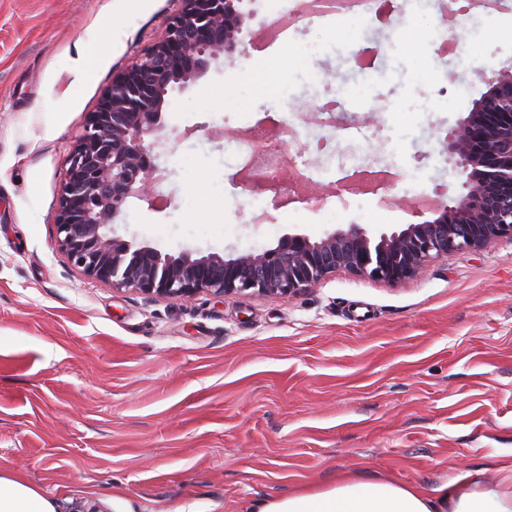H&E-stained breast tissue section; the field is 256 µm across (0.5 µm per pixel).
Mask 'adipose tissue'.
Instances as JSON below:
<instances>
[{
  "mask_svg": "<svg viewBox=\"0 0 512 512\" xmlns=\"http://www.w3.org/2000/svg\"><path fill=\"white\" fill-rule=\"evenodd\" d=\"M497 481L475 468L432 491L384 479L338 478L330 487L251 502L248 512H512V464ZM0 512H57L56 504L0 470Z\"/></svg>",
  "mask_w": 512,
  "mask_h": 512,
  "instance_id": "obj_1",
  "label": "adipose tissue"
}]
</instances>
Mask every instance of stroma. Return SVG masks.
<instances>
[{
	"label": "stroma",
	"mask_w": 512,
	"mask_h": 512,
	"mask_svg": "<svg viewBox=\"0 0 512 512\" xmlns=\"http://www.w3.org/2000/svg\"><path fill=\"white\" fill-rule=\"evenodd\" d=\"M253 34L212 61L163 111L165 210L129 199L123 239L178 255H239L286 234L414 223L407 201L463 190L443 152L486 90L472 72L512 70V12L457 16L448 55L434 28L448 0H399L402 25H297L266 46L280 0H254ZM176 0H0V469L57 512H244L251 500L323 488L337 476L431 490L470 468L496 480L512 462V241L430 263L390 285L336 273L295 298L202 292L149 297L89 279L57 247L67 159L113 77L160 40ZM382 44L359 70L356 43ZM320 70L308 93L298 75ZM445 107L423 114L436 81ZM362 96L342 127L320 125L314 97ZM287 109L291 151L317 162L319 139L363 124L359 167L390 171L261 211L221 165L218 131L271 129ZM364 125V124H363ZM191 137H184L185 129ZM210 190L195 198L193 182Z\"/></svg>",
	"instance_id": "stroma-1"
}]
</instances>
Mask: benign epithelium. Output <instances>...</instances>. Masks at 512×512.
<instances>
[{
    "label": "benign epithelium",
    "instance_id": "benign-epithelium-1",
    "mask_svg": "<svg viewBox=\"0 0 512 512\" xmlns=\"http://www.w3.org/2000/svg\"><path fill=\"white\" fill-rule=\"evenodd\" d=\"M245 0H178L165 35L114 81L89 114L68 159L57 209L58 246L88 278L180 301L217 297L294 298L338 271L395 285L417 278L434 259L480 252L512 239V71L485 70L487 91L448 134V162L466 174L464 192L427 205L434 218L387 233L358 224L319 238L288 234L274 248L236 257L185 250L173 256L115 235L127 200L148 207L164 196L169 172L147 138H160L162 112L175 90L211 61L233 55L256 12Z\"/></svg>",
    "mask_w": 512,
    "mask_h": 512
}]
</instances>
